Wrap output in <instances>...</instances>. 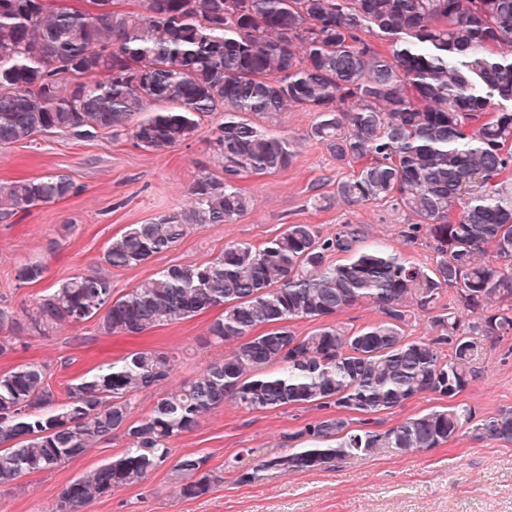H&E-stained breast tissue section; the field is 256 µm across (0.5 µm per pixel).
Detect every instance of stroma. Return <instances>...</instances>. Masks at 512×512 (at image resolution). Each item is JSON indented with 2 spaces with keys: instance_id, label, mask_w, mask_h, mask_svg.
<instances>
[{
  "instance_id": "35a3bbf8",
  "label": "stroma",
  "mask_w": 512,
  "mask_h": 512,
  "mask_svg": "<svg viewBox=\"0 0 512 512\" xmlns=\"http://www.w3.org/2000/svg\"><path fill=\"white\" fill-rule=\"evenodd\" d=\"M313 119V113L302 111L276 116L273 133L293 140L296 155L286 169L243 177V186L255 198L247 214L230 224L197 228L170 251L112 271L113 296L164 267L206 263L226 244L258 245L290 224H314L326 236L338 225L361 224L369 240L413 263L434 266L436 253L428 236L412 243L401 237L409 216L395 202L314 207V195H331L337 180L351 169L336 162L324 146L306 140ZM212 128V123H204L194 138L164 153L134 147L124 137L80 141L63 133H46L0 149V185L63 172L78 188L67 199L0 223V303L20 314L32 309L61 280L98 271L108 242L129 225L185 207L188 188L199 175L222 173L210 144ZM27 260L45 265L43 279L16 280V265ZM215 316L210 310L134 336L102 334L93 319L43 336L28 332L0 355V373L22 363H41L48 367L50 385L62 393L104 363L158 348L175 357L164 384L175 390L207 362L223 358L225 346L213 343L207 334ZM481 344L474 377L454 401L483 417L512 408V335L485 338ZM322 414L316 407L252 412L227 402L208 413L195 430L172 440V456L193 454L206 458L208 468L223 469L225 458L244 448H260L268 455L284 451L288 434ZM126 446L124 438L115 436L55 471L22 476L11 490L0 491V512H50L74 477ZM84 512H512V444L486 439L470 424L448 443L413 454L382 448L369 458L342 460L327 470L262 472L247 484L225 472L223 483L197 499L180 494L178 477L166 463L141 485L115 489L85 506Z\"/></svg>"
}]
</instances>
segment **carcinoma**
Returning <instances> with one entry per match:
<instances>
[{"label":"carcinoma","instance_id":"cac0c4a2","mask_svg":"<svg viewBox=\"0 0 512 512\" xmlns=\"http://www.w3.org/2000/svg\"><path fill=\"white\" fill-rule=\"evenodd\" d=\"M144 12L91 0H0V148L59 131L78 140L127 136L170 150L204 118L221 116L210 144L224 176L201 174L187 209L132 224L102 255L113 269L176 247L195 227L230 224L254 199L246 173L285 169L290 141L262 124L289 110L315 113L305 138L342 165L332 199L364 206L396 199L410 215L402 237L434 242L426 268L366 241L362 224L324 237L290 224L258 246L230 244L203 265H171L112 298L102 272L63 280L18 316L0 305V355L16 334L95 318L101 333L140 335L223 308L208 335L229 346L150 413L136 397L159 388L174 360L144 348L77 378L64 400L47 366L0 374V489L53 471L98 441L127 448L74 478L52 512L135 486L166 462L169 442L229 400L248 411L286 406L361 410L371 418L320 417L288 435L292 446L262 470H325L377 448H437L473 419L450 405L378 432L374 415L421 392L453 397L474 376L478 338L512 334V0H142ZM76 193L52 173L0 186V223ZM321 196L326 201L330 199ZM334 255L345 259L330 261ZM40 261L17 265L41 280ZM450 301L441 303L447 291ZM362 303L381 319L345 330L332 319ZM429 334L406 333L414 310ZM316 326L304 336L292 323ZM483 436L512 443V409L482 419ZM180 493L206 495L224 480L206 459L176 463Z\"/></svg>","mask_w":512,"mask_h":512}]
</instances>
